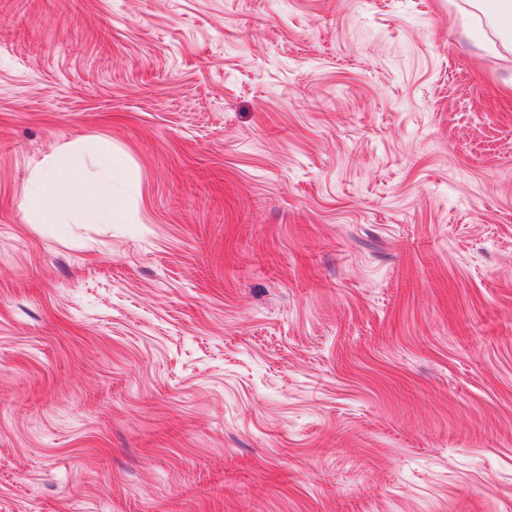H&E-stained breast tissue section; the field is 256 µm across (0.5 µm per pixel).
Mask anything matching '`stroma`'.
<instances>
[{"label": "stroma", "instance_id": "35a3bbf8", "mask_svg": "<svg viewBox=\"0 0 512 512\" xmlns=\"http://www.w3.org/2000/svg\"><path fill=\"white\" fill-rule=\"evenodd\" d=\"M462 0H0V512H512V60ZM119 224L31 223L63 149Z\"/></svg>", "mask_w": 512, "mask_h": 512}]
</instances>
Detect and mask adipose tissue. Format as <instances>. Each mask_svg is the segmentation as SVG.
I'll return each instance as SVG.
<instances>
[{
	"label": "adipose tissue",
	"instance_id": "adipose-tissue-1",
	"mask_svg": "<svg viewBox=\"0 0 512 512\" xmlns=\"http://www.w3.org/2000/svg\"><path fill=\"white\" fill-rule=\"evenodd\" d=\"M460 20L465 28L477 27L493 36L492 49L500 57L512 56V0H465ZM98 180H88L66 154L40 170L25 201L36 224H61L79 214L99 224H117L123 217L121 199L112 197V181L128 175L121 155L104 150L96 156Z\"/></svg>",
	"mask_w": 512,
	"mask_h": 512
}]
</instances>
